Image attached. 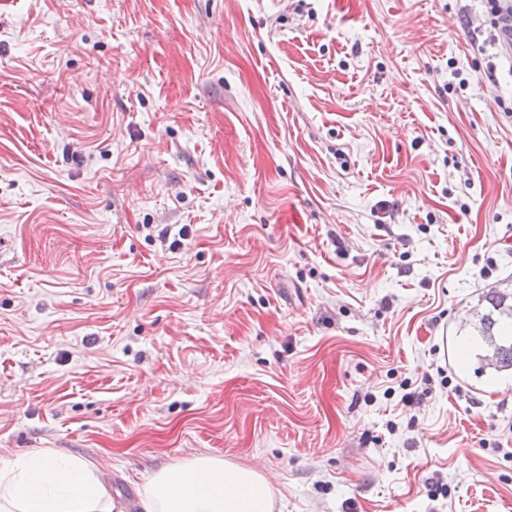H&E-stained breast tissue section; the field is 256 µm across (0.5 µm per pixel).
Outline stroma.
Returning a JSON list of instances; mask_svg holds the SVG:
<instances>
[{"label":"stroma","mask_w":512,"mask_h":512,"mask_svg":"<svg viewBox=\"0 0 512 512\" xmlns=\"http://www.w3.org/2000/svg\"><path fill=\"white\" fill-rule=\"evenodd\" d=\"M482 0H0V457L122 512H512V55ZM494 70V81L485 73ZM411 401H404V394ZM484 298L488 310L480 315L479 332L490 348L484 356L486 365L496 371L512 369V294L493 289ZM141 504L144 512H272L274 492L255 469L199 454L155 472Z\"/></svg>","instance_id":"stroma-1"}]
</instances>
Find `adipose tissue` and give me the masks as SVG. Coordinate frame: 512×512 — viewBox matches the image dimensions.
I'll use <instances>...</instances> for the list:
<instances>
[{"instance_id": "adipose-tissue-1", "label": "adipose tissue", "mask_w": 512, "mask_h": 512, "mask_svg": "<svg viewBox=\"0 0 512 512\" xmlns=\"http://www.w3.org/2000/svg\"><path fill=\"white\" fill-rule=\"evenodd\" d=\"M145 512H273L258 471L209 454L167 465L143 490ZM100 469L49 450L0 461V512H115Z\"/></svg>"}]
</instances>
